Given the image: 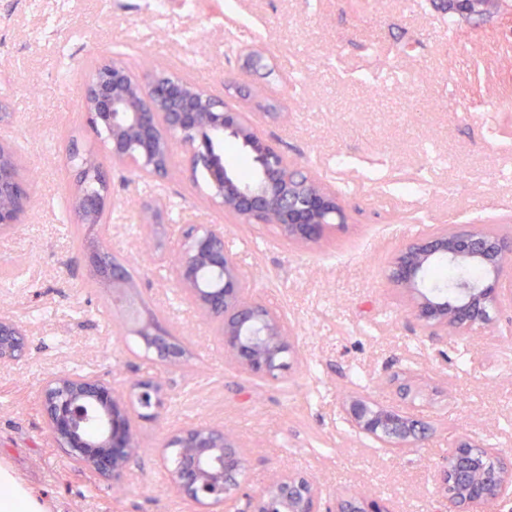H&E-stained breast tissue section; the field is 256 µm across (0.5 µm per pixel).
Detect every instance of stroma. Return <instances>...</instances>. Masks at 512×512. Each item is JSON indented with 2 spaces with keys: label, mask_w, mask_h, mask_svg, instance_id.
Returning a JSON list of instances; mask_svg holds the SVG:
<instances>
[{
  "label": "stroma",
  "mask_w": 512,
  "mask_h": 512,
  "mask_svg": "<svg viewBox=\"0 0 512 512\" xmlns=\"http://www.w3.org/2000/svg\"><path fill=\"white\" fill-rule=\"evenodd\" d=\"M0 0V137L32 173L20 224L0 235V314L26 329L21 361L0 365V467L45 512H186L171 489L173 430L223 426L247 450L241 481L262 489L276 472L303 473L328 496L372 493L392 512H462L434 475L459 438L512 454V311L481 329L430 339L387 280L396 250L419 229L476 221L512 231V16L449 30L431 0ZM267 45L268 67L237 52ZM144 82L195 79L228 103L265 113L261 132L300 167L336 185L346 232L288 246L267 224H237L180 170L148 179L115 164L85 123L82 89L100 51ZM370 69L401 74L379 90L351 82ZM68 78H61V71ZM90 148L110 186L98 245L128 271L133 292L187 347L179 366L145 348L92 283L82 231L60 195L75 197L71 143ZM354 166L332 169L337 155ZM164 203L161 218L151 204ZM242 241L236 256L253 293L285 315L296 351L263 380L226 360L213 325L185 301L168 268L189 224ZM94 373L121 390L149 380L167 399L139 421L137 457L109 480L75 466L49 438L41 386L58 373ZM424 390L411 413L428 430L400 454L346 422L365 394L398 402L393 376Z\"/></svg>",
  "instance_id": "obj_1"
}]
</instances>
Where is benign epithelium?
<instances>
[{"mask_svg":"<svg viewBox=\"0 0 512 512\" xmlns=\"http://www.w3.org/2000/svg\"><path fill=\"white\" fill-rule=\"evenodd\" d=\"M85 121L95 133L109 132L111 156L119 166L148 178L164 177L178 163L189 177L208 172L210 199L242 224H271L288 244L318 243L349 224L336 190L300 167L260 132L262 115L230 106L208 89L181 76L161 75L144 84L124 64L102 59L84 85ZM237 136L250 148L259 171L252 186L236 183L210 146L212 131ZM8 144L0 141V233L19 223L29 199ZM102 195H79L74 208L83 224H96L108 208ZM480 260L487 278L464 281L454 294L462 301L422 291L425 273L435 260L461 265ZM220 271L218 286L204 288L196 278L200 267ZM387 279L405 294L411 317L433 339L470 332L490 321V312L512 309V235L485 225H437L425 237L403 244L393 257ZM104 288L127 282L125 267L114 261L98 278ZM175 285L204 316L215 319V333L227 360L240 372L275 379L287 368L284 355L294 351L288 320L250 294V285L224 246L219 228H191L174 274ZM120 311L132 315L137 335L165 360L175 363L181 351L167 328L146 321L136 299L115 294ZM25 330L0 317V364L18 360L25 349ZM46 429L80 468L117 479L137 452L135 419L151 420L164 409L166 395L154 383L140 382L122 392L96 375L49 377L42 388ZM346 419L357 432L383 448L403 452L426 435L422 424L397 407L374 408L358 395L344 405ZM104 416L103 432L91 439L77 430L88 417ZM169 444L179 448L171 484L189 512H232L239 491L237 475L246 458L242 445L212 425L183 427ZM436 481L441 495L458 507L488 512L512 497V455L464 440L448 450ZM248 512H392L376 495H346L330 504L308 476L282 472L268 487L246 493Z\"/></svg>","mask_w":512,"mask_h":512,"instance_id":"obj_1","label":"benign epithelium"}]
</instances>
